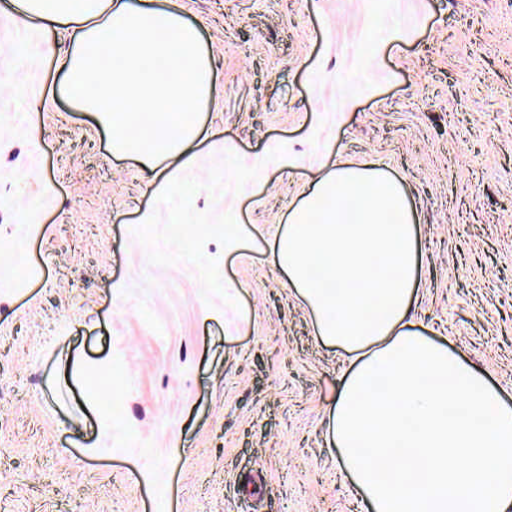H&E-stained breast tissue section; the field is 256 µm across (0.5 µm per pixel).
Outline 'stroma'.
Here are the masks:
<instances>
[{"instance_id":"obj_1","label":"stroma","mask_w":512,"mask_h":512,"mask_svg":"<svg viewBox=\"0 0 512 512\" xmlns=\"http://www.w3.org/2000/svg\"><path fill=\"white\" fill-rule=\"evenodd\" d=\"M0 0V512H361L343 371L269 243L318 177L418 219L416 331L512 404V0H175L212 61L147 171ZM233 225L225 233V225Z\"/></svg>"}]
</instances>
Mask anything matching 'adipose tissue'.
I'll return each instance as SVG.
<instances>
[{"instance_id": "adipose-tissue-1", "label": "adipose tissue", "mask_w": 512, "mask_h": 512, "mask_svg": "<svg viewBox=\"0 0 512 512\" xmlns=\"http://www.w3.org/2000/svg\"><path fill=\"white\" fill-rule=\"evenodd\" d=\"M15 7L22 20L73 31L66 91L111 130L113 152L150 170L191 158V107L210 95L212 66L174 0ZM131 101L139 111L127 110ZM351 198L352 211L343 206ZM288 220L271 251L317 334L350 366L329 427L366 512H512V406L460 356L411 329L422 257L401 188L383 171L344 166Z\"/></svg>"}]
</instances>
